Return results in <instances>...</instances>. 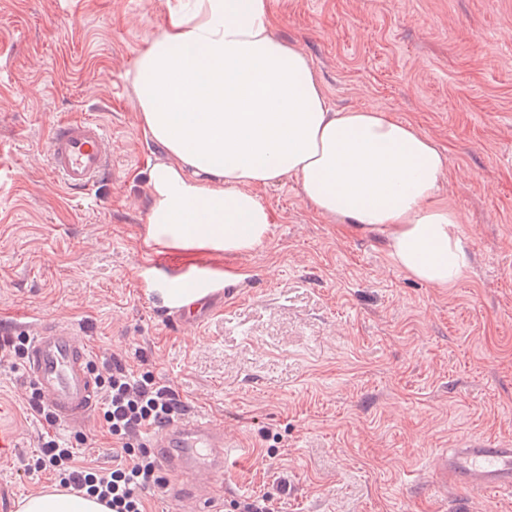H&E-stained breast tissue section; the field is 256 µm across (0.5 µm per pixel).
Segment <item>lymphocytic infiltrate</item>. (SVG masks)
<instances>
[{
	"label": "lymphocytic infiltrate",
	"mask_w": 512,
	"mask_h": 512,
	"mask_svg": "<svg viewBox=\"0 0 512 512\" xmlns=\"http://www.w3.org/2000/svg\"><path fill=\"white\" fill-rule=\"evenodd\" d=\"M96 378L100 388L98 414L117 451L108 468L80 466L75 449L83 433L59 440L57 418L47 410L38 389H31L30 408L49 428L31 464L33 471L52 472L60 487L97 497L112 512H146L145 497L163 492L167 480L147 436L182 415L185 407L173 391L157 385L151 372L135 371L119 360L102 363Z\"/></svg>",
	"instance_id": "obj_1"
}]
</instances>
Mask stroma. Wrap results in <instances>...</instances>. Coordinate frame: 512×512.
<instances>
[{
	"mask_svg": "<svg viewBox=\"0 0 512 512\" xmlns=\"http://www.w3.org/2000/svg\"><path fill=\"white\" fill-rule=\"evenodd\" d=\"M176 0H0V329L71 325L94 360L121 358L210 417L235 446L209 512L274 494L279 512H512V495L427 482L442 448L512 446V0H268L331 110L410 123L447 157L436 196L469 267L436 288L382 233L326 218L296 179L256 191L272 231L239 256H184L146 237L149 171L130 76ZM91 118L112 170L73 193L48 171L53 122ZM207 270L223 303L168 323L155 279ZM24 367L0 363V512L51 486L25 471L42 425ZM79 460L112 464L97 415Z\"/></svg>",
	"mask_w": 512,
	"mask_h": 512,
	"instance_id": "obj_1",
	"label": "stroma"
}]
</instances>
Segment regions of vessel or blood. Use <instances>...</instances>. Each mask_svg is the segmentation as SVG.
<instances>
[{
    "mask_svg": "<svg viewBox=\"0 0 512 512\" xmlns=\"http://www.w3.org/2000/svg\"><path fill=\"white\" fill-rule=\"evenodd\" d=\"M51 172L72 191H87L111 171L107 130L95 119L73 118L54 122L49 142ZM224 288L210 282L206 295L194 306L172 309L174 321H198ZM90 350L75 341L66 324H39L27 354L25 369L41 399L60 422L85 421L98 400V385L91 371ZM224 431L202 414L167 425L152 446L165 471L173 475L168 497L176 503L199 504L194 486L199 475L224 474ZM429 475L440 485L455 483L472 490L512 493V447L441 449L431 459Z\"/></svg>",
    "mask_w": 512,
    "mask_h": 512,
    "instance_id": "b4317fda",
    "label": "vessel or blood"
}]
</instances>
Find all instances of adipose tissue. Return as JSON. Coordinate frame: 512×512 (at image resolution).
<instances>
[{
    "label": "adipose tissue",
    "instance_id": "obj_1",
    "mask_svg": "<svg viewBox=\"0 0 512 512\" xmlns=\"http://www.w3.org/2000/svg\"><path fill=\"white\" fill-rule=\"evenodd\" d=\"M132 87L143 132L167 155L149 174L148 239L180 253L253 252L272 225L257 188L292 177L318 214L382 232L410 277L445 288L467 270L457 217L435 201L444 153L384 113L329 111L307 56L273 35L267 0L173 7ZM19 512L110 509L53 487Z\"/></svg>",
    "mask_w": 512,
    "mask_h": 512
}]
</instances>
